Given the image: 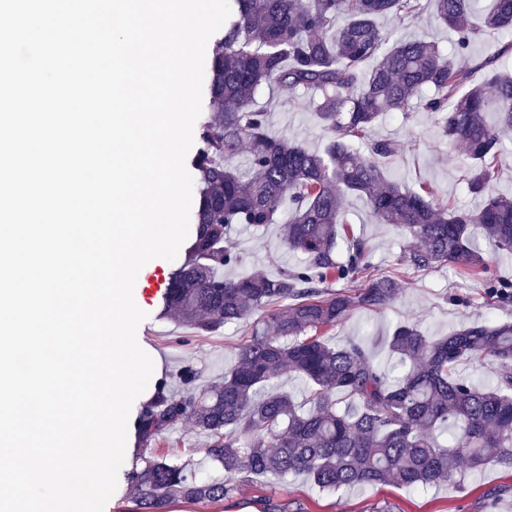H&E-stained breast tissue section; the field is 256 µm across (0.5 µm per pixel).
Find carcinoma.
Masks as SVG:
<instances>
[{
    "mask_svg": "<svg viewBox=\"0 0 512 512\" xmlns=\"http://www.w3.org/2000/svg\"><path fill=\"white\" fill-rule=\"evenodd\" d=\"M231 13L209 67L211 115L192 161L195 234L171 273L165 311L205 335L245 324L249 339L224 380L190 386L178 399L157 391L143 407L138 432L151 446L189 419L207 436L206 458L225 478L201 477L191 464L152 451L134 474L136 512H165L181 499L218 504L243 476L302 473L323 490L382 484L420 489L452 483L463 469L494 462L512 469V323H476L431 338L414 323L392 332L389 350L405 372L396 378L352 340L331 347L321 334L357 308L383 310L396 282L375 274L369 242L348 225L343 200L366 198L379 224L405 241L399 264L415 272L450 266L483 275L486 294L512 305V282L488 275L473 242L481 230L496 253H512V196L495 191L504 137L512 134V75L499 69L512 39L470 66L462 53L488 32H512V0H427L457 35L448 53L407 39L378 20L420 16L421 0H230ZM317 94L314 111L326 134L323 151L269 130L257 104L268 90L287 98ZM430 117L445 145L463 146L472 209L389 180L383 164L403 152L372 130L384 112ZM497 121L490 123L489 114ZM247 152L248 173L234 164ZM281 242L301 254L276 275L224 276L240 264L234 226L265 229L283 205ZM496 361L480 389L458 374L463 364ZM295 374L310 386L302 403L279 388ZM349 400L338 407L336 394Z\"/></svg>",
    "mask_w": 512,
    "mask_h": 512,
    "instance_id": "1",
    "label": "carcinoma"
}]
</instances>
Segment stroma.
I'll list each match as a JSON object with an SVG mask.
<instances>
[{
    "label": "stroma",
    "mask_w": 512,
    "mask_h": 512,
    "mask_svg": "<svg viewBox=\"0 0 512 512\" xmlns=\"http://www.w3.org/2000/svg\"><path fill=\"white\" fill-rule=\"evenodd\" d=\"M259 102L270 113L274 133L296 137L310 149L323 150L326 137L308 106L307 94L301 92L288 99L265 94ZM375 134L398 139L408 146L404 154L387 164V178L413 190L425 182L438 197L462 208L475 206V199L462 184V148L441 144L423 113L408 119L396 112L385 113ZM344 209L355 231L369 240L371 261L377 272L396 278L399 295L384 311L354 310L342 324L323 334L325 343L340 347L352 339L362 341L377 363L391 367L395 360L387 338L400 323L416 322L426 335L439 338L473 323L512 322V306L493 304L479 279L463 276L449 266L421 273L404 271L398 263L402 237L388 225L375 222L363 197L347 195ZM234 239L243 257L244 271L262 270L273 275L299 261L297 254L283 247L276 229L256 231L242 225ZM176 267V262L152 259L140 269L133 288L134 301L146 314L137 329V341L154 362L145 394L132 405L130 416L134 419L157 387H164L170 396L181 394L179 373L184 367L195 371V384L200 388L221 379L234 364L238 348L245 340L239 325L200 336L163 315V294L151 298L146 289L153 276L169 277ZM156 443L202 467L204 475H212V468L204 464L207 438L191 422L164 431ZM149 453V448L140 445L136 429L128 428L125 462L118 475L117 489L107 504L108 512H133L132 475ZM269 489L274 490L277 499L287 502L288 512H512V471L495 464L466 472L460 484L425 489L378 485L327 491L313 485L303 474H292L283 480L256 477L239 482L234 496L224 504L174 503L168 512H264L261 498Z\"/></svg>",
    "instance_id": "stroma-1"
}]
</instances>
